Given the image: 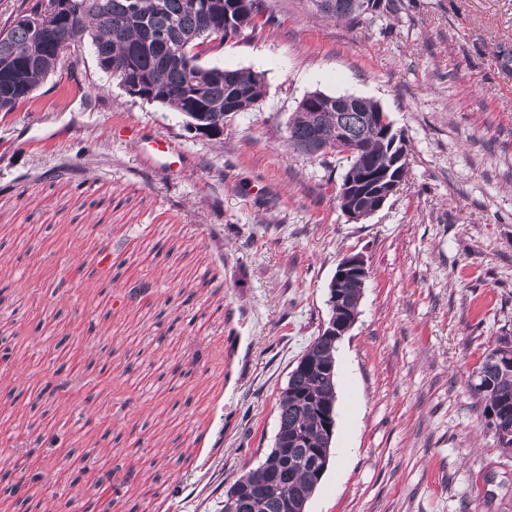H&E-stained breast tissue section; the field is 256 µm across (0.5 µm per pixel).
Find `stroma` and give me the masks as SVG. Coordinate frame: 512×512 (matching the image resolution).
Wrapping results in <instances>:
<instances>
[{
  "label": "stroma",
  "mask_w": 512,
  "mask_h": 512,
  "mask_svg": "<svg viewBox=\"0 0 512 512\" xmlns=\"http://www.w3.org/2000/svg\"><path fill=\"white\" fill-rule=\"evenodd\" d=\"M264 24L207 66L263 73L222 139L129 97L90 46L0 112V512L81 497L88 512H224L264 460L277 403L327 325L337 265L368 271L336 352V426L306 512H512V453L468 380L512 338V0H405L351 26L311 0H262ZM320 90L377 101L409 173L377 213L336 203L344 166L288 147ZM180 156L155 166L138 140ZM150 285L137 300L127 292ZM66 383L49 394L47 380ZM70 458L84 475L59 484ZM134 481L124 482L125 471ZM500 487L485 505L483 475ZM111 473L107 495L93 478Z\"/></svg>",
  "instance_id": "obj_1"
}]
</instances>
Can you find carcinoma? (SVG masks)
Segmentation results:
<instances>
[{"instance_id": "obj_1", "label": "carcinoma", "mask_w": 512, "mask_h": 512, "mask_svg": "<svg viewBox=\"0 0 512 512\" xmlns=\"http://www.w3.org/2000/svg\"><path fill=\"white\" fill-rule=\"evenodd\" d=\"M101 9L89 14L85 41L94 55H103L99 68L122 85L149 78L166 90L153 102L184 114L191 124L212 125L224 133V121L236 112H247L265 94L264 74L251 69L205 66L198 55H188L186 45H200L213 30H222V41L245 29L257 27L261 15L258 0H211L207 18L190 11L187 0H100ZM44 0H21L16 18L0 26V112H10L29 97L66 58L58 57L60 29L34 33L21 26L19 17L33 14ZM317 11L348 23L393 15L404 9L402 0H312ZM381 105L352 94L330 95L314 91L305 96L288 122V146L314 159L333 154L345 163L336 199L347 211L370 202L371 191L347 188L350 173L361 166L376 171L391 169L398 184L408 172V149L404 137H395L380 127ZM341 131H336V121ZM319 142L323 151L311 149ZM360 279L348 276L337 282L343 303L355 305L363 295ZM313 367L293 369L277 404L278 430L288 432V458L273 448L264 461L237 478L256 490L238 512H279L269 474H276L304 498L313 489V473L305 463L313 448H327L330 435L325 415L336 403L335 356L337 345L318 336L311 342ZM500 347L484 354L473 371L470 393L482 404V415L500 446L512 451V437L505 440L499 425L512 426V366L495 360Z\"/></svg>"}]
</instances>
